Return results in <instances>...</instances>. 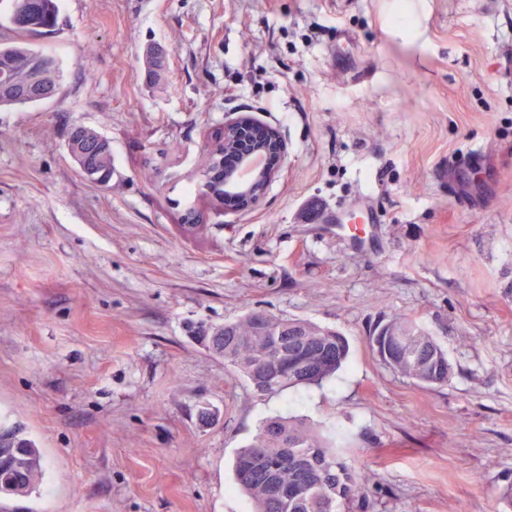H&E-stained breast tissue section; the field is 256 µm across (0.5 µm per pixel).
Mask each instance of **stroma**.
Instances as JSON below:
<instances>
[{"mask_svg":"<svg viewBox=\"0 0 512 512\" xmlns=\"http://www.w3.org/2000/svg\"><path fill=\"white\" fill-rule=\"evenodd\" d=\"M58 8L30 38L58 95L0 108V430L23 427L46 465L7 512H253L233 460L276 417L343 432L371 476L353 512H512V0ZM235 112L288 156L226 213L197 189ZM77 126L110 141L111 186L68 154ZM362 199L366 249L334 231ZM252 310L340 331L348 361L258 396L190 333ZM393 318L444 349L446 383L380 361ZM264 135L257 139L255 148L244 154L241 166L248 165L255 157L262 156L266 160L265 167L259 172L257 179H264L261 183H254L249 187L246 195L236 197L233 210L244 212L254 207L264 196L268 184L275 178L278 168H272L268 163L270 155L275 154L282 159L288 155V146L282 135L275 129L264 128Z\"/></svg>","mask_w":512,"mask_h":512,"instance_id":"1","label":"stroma"}]
</instances>
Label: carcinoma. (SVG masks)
<instances>
[{"label":"carcinoma","instance_id":"obj_1","mask_svg":"<svg viewBox=\"0 0 512 512\" xmlns=\"http://www.w3.org/2000/svg\"><path fill=\"white\" fill-rule=\"evenodd\" d=\"M26 13H13L11 22L18 39L0 43V76L8 74L11 90H3L0 79V107L17 105L15 97L26 92L33 74L42 75L39 84L59 93L60 76L38 59L44 55L26 37L52 30L57 22V0H32ZM145 66L153 84L163 79L161 56L150 48ZM68 153L91 182L107 185L115 168L107 139L91 129H74L67 143ZM224 133L215 136L205 161V182L201 193L215 207L224 205ZM385 336L395 337L390 356L378 350L380 360L401 375L433 385L448 379V358L436 341L413 319H396L379 326ZM197 335L205 347L224 359L248 381L259 395H276L298 387H320L330 380L349 354L348 341L337 331L297 318L268 317L263 328L255 327L254 312L220 326L200 325ZM307 343V358L294 356V336ZM0 458L14 465L0 471V500L28 496L35 492L43 474V458L34 442L21 430L0 434ZM238 488L254 504V512H343L365 500L366 478L339 460L336 435L326 436L302 419L270 418L263 421L253 441L238 453L234 463ZM274 482L299 485L298 493L283 503L270 493Z\"/></svg>","mask_w":512,"mask_h":512}]
</instances>
